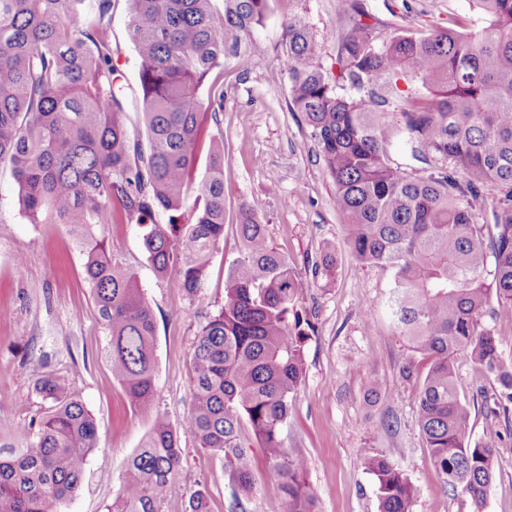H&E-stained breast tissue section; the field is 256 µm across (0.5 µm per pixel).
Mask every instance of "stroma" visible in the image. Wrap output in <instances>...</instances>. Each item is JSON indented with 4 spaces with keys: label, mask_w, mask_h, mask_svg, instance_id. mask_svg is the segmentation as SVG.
Segmentation results:
<instances>
[{
    "label": "stroma",
    "mask_w": 512,
    "mask_h": 512,
    "mask_svg": "<svg viewBox=\"0 0 512 512\" xmlns=\"http://www.w3.org/2000/svg\"><path fill=\"white\" fill-rule=\"evenodd\" d=\"M382 36L430 29L449 17L475 18L471 0H364ZM126 0H117L112 30L118 51L113 64L121 84L138 86L132 45L126 35ZM303 16L315 35L317 58L332 67L350 28L340 0H269L266 18L252 36L255 55L227 61L223 68L224 110L209 122L197 147L199 166L209 161L210 140L224 141V240L214 253L205 287L194 298L158 278L142 247L137 224L105 229L111 256L138 275L156 323V406L180 426L193 403L190 357L198 331L224 303L225 272L238 256L237 215L248 205L265 224L271 245L306 284L302 305L315 331L306 347L305 373L283 426L287 446L301 448L307 480L319 496L320 512H378L374 477L362 464L377 449L397 460L416 493L412 512H470L467 499L452 492L432 467L415 414L424 357L391 328L386 300L394 271L361 266L347 243L335 204L336 186L327 174L301 113L289 104L288 75L281 50L288 19ZM336 260L321 268L324 254ZM84 256L67 227L31 224L23 217L16 181L0 165V424L37 426L43 401L36 377L69 379L93 416L99 446L87 461L79 492L62 512H105L127 459L147 437L151 423L112 378ZM412 365L413 375L401 369ZM380 398L365 403L367 380ZM458 387L470 411L468 437L495 450L494 479L485 512H512V418L486 417L482 395L493 381L466 358L457 361ZM396 416L397 429L384 426ZM182 471L162 512H183L190 494L206 486L212 512H227L228 491L221 462L182 435ZM259 491L252 512H285L279 485L263 451L251 447Z\"/></svg>",
    "instance_id": "obj_1"
}]
</instances>
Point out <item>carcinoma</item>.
Returning a JSON list of instances; mask_svg holds the SVG:
<instances>
[{
	"label": "carcinoma",
	"mask_w": 512,
	"mask_h": 512,
	"mask_svg": "<svg viewBox=\"0 0 512 512\" xmlns=\"http://www.w3.org/2000/svg\"><path fill=\"white\" fill-rule=\"evenodd\" d=\"M127 2L146 152L126 125L112 64L116 0H0V164L12 170L28 223L66 225L83 251L112 377L151 415L106 512H161L182 468V432L223 461L228 512H251L244 420L287 512H318L307 459L282 434L315 326L301 303L304 281L265 225L239 208L240 257L227 271L224 305L196 337L194 405L179 430L155 409L152 308L105 238L108 224L141 225L154 270L183 295L201 293L224 240V143L211 140L199 182L195 148L208 118L224 111L214 71L254 50L249 37L268 0ZM473 2L474 30L450 17L441 29L383 38L355 21L333 81L303 17L288 21L283 51L290 105L334 180L352 253L394 270L392 327L428 359L417 423L430 460L483 512L495 450L469 441L456 364L466 357L493 379L492 416L512 403V365L480 322L492 302L494 313L512 316V195L487 203L491 189L512 187V0ZM417 80L430 96H416ZM396 143L421 166L394 162ZM487 209L491 219L479 221ZM187 211L191 220L178 223ZM159 213L168 223L156 222ZM34 388L47 403L37 429L0 427V512H59L98 448L96 423L67 380L41 375ZM362 463L379 512H411L415 488L400 464L375 451ZM185 512H211L207 487L192 492Z\"/></svg>",
	"instance_id": "1"
}]
</instances>
